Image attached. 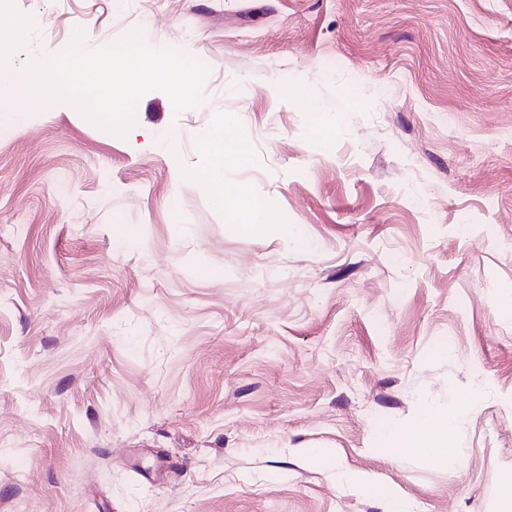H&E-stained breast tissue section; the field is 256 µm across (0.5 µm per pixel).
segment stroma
I'll list each match as a JSON object with an SVG mask.
<instances>
[{
  "label": "stroma",
  "instance_id": "stroma-1",
  "mask_svg": "<svg viewBox=\"0 0 512 512\" xmlns=\"http://www.w3.org/2000/svg\"><path fill=\"white\" fill-rule=\"evenodd\" d=\"M13 69L133 32L209 65L125 136L0 120V512H498L512 0H14ZM224 170L272 217L216 208ZM451 414L464 455L384 437ZM209 154L211 162L202 178L210 185L215 203L223 207L229 216L241 217L247 224H241L246 235L262 230L268 217L263 209L244 189L231 190L224 186V162L240 160L243 157L236 140L226 139L224 135L212 138Z\"/></svg>",
  "mask_w": 512,
  "mask_h": 512
}]
</instances>
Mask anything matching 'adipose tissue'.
<instances>
[{
    "mask_svg": "<svg viewBox=\"0 0 512 512\" xmlns=\"http://www.w3.org/2000/svg\"><path fill=\"white\" fill-rule=\"evenodd\" d=\"M211 162L202 174L210 185L215 203L228 215L244 220L242 230L252 235L262 230L268 217L263 209L242 189L232 190L224 184V164L229 160L242 159L243 153L237 141L216 136L209 149ZM453 419L439 411L423 413L407 429L397 433L390 446L397 455H418L434 461H444L461 456L453 439Z\"/></svg>",
    "mask_w": 512,
    "mask_h": 512,
    "instance_id": "adipose-tissue-1",
    "label": "adipose tissue"
}]
</instances>
